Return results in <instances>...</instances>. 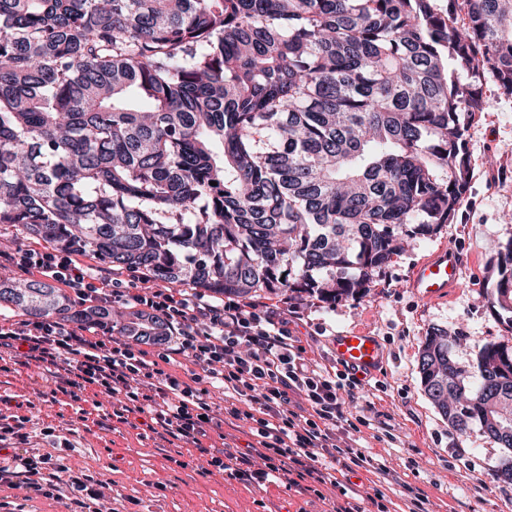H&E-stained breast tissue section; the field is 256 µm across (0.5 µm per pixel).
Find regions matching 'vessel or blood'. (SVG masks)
I'll list each match as a JSON object with an SVG mask.
<instances>
[{
  "instance_id": "b4317fda",
  "label": "vessel or blood",
  "mask_w": 512,
  "mask_h": 512,
  "mask_svg": "<svg viewBox=\"0 0 512 512\" xmlns=\"http://www.w3.org/2000/svg\"><path fill=\"white\" fill-rule=\"evenodd\" d=\"M460 271L458 253L443 248L415 265L409 286L421 299L444 298L457 288ZM332 349L338 360L367 375L376 374L382 364V350L378 339L364 332L347 331L334 336Z\"/></svg>"
}]
</instances>
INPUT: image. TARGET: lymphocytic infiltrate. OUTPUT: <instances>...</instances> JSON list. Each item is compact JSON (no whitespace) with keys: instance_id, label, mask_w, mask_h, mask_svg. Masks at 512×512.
<instances>
[{"instance_id":"1","label":"lymphocytic infiltrate","mask_w":512,"mask_h":512,"mask_svg":"<svg viewBox=\"0 0 512 512\" xmlns=\"http://www.w3.org/2000/svg\"><path fill=\"white\" fill-rule=\"evenodd\" d=\"M0 259L29 278L68 288L82 309L117 305L166 323L167 336L148 351L110 336L102 320L73 326L49 319L0 322V351L15 362L25 358L53 367L70 397L95 388L113 398L118 422L133 415L150 419L193 444L225 480L257 489L278 483L292 489L305 480L318 497L338 491L348 504L336 512H359L354 501L361 486L349 481V473L387 472L385 458L360 442L369 418L345 407L363 390L362 379L351 368L334 369L309 356L291 330L297 307L277 311L232 297L214 303L191 288L108 273L49 244L0 250ZM178 356L194 366L188 379L164 370ZM215 389L222 391V403L212 401ZM225 417L248 423L246 447L208 444L209 427ZM18 462L16 472L0 467V483L16 478L35 494L57 495L56 474L63 469L55 456L22 455ZM67 473L73 492L68 512H103L106 482L89 470Z\"/></svg>"}]
</instances>
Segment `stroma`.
<instances>
[{
    "mask_svg": "<svg viewBox=\"0 0 512 512\" xmlns=\"http://www.w3.org/2000/svg\"><path fill=\"white\" fill-rule=\"evenodd\" d=\"M487 95L490 111L467 132L474 171L457 220L395 256L367 296L333 306L302 300L303 318L294 329L331 366L337 363L331 341L338 332L362 329L380 339L382 368L368 379L375 388L368 415L374 426L400 437L390 462L424 490L430 512H512V483L494 477L504 450L479 425L463 436L449 428L425 396L418 373L419 350L434 326L463 335L453 347L463 363L471 362L478 345L512 343V315L493 312L484 297L485 277L512 239V95L492 86ZM441 247L461 257L460 286L442 300L418 299L408 288L411 270ZM46 390L37 364L0 372V414L29 418L32 427L26 440H8V447L20 454L50 452L64 467L98 473L110 484L112 512H324L321 501L304 503L281 487L259 491L226 482L200 459L178 466L179 441L143 439L129 426L101 424L97 408L111 406V398L88 390L77 403L62 393L48 397ZM46 426L52 435H43ZM70 495L66 487L52 499L1 484L0 512H66Z\"/></svg>",
    "mask_w": 512,
    "mask_h": 512,
    "instance_id": "35a3bbf8",
    "label": "stroma"
}]
</instances>
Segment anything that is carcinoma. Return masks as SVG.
<instances>
[{"label": "carcinoma", "mask_w": 512, "mask_h": 512, "mask_svg": "<svg viewBox=\"0 0 512 512\" xmlns=\"http://www.w3.org/2000/svg\"><path fill=\"white\" fill-rule=\"evenodd\" d=\"M490 82L512 95V0H0V233L216 296L362 297L457 218ZM496 272L512 312V239ZM15 311L108 317L0 274ZM456 341L426 336L425 395L512 448V346L450 371Z\"/></svg>", "instance_id": "1"}]
</instances>
